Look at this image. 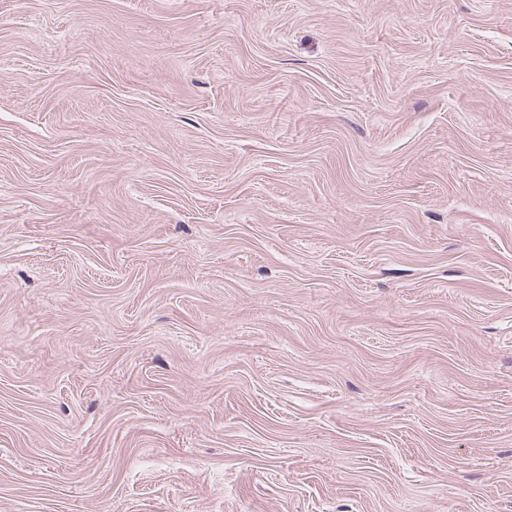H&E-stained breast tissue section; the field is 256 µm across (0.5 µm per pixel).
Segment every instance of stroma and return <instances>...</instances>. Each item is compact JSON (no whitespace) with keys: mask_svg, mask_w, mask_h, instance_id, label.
<instances>
[{"mask_svg":"<svg viewBox=\"0 0 512 512\" xmlns=\"http://www.w3.org/2000/svg\"><path fill=\"white\" fill-rule=\"evenodd\" d=\"M0 512H512V0H0Z\"/></svg>","mask_w":512,"mask_h":512,"instance_id":"stroma-1","label":"stroma"}]
</instances>
